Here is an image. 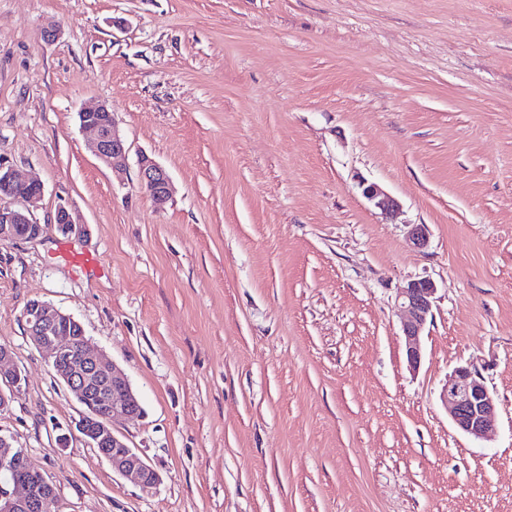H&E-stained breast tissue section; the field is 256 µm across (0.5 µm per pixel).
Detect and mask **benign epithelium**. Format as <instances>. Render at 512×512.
Returning <instances> with one entry per match:
<instances>
[{"instance_id":"7a95c632","label":"benign epithelium","mask_w":512,"mask_h":512,"mask_svg":"<svg viewBox=\"0 0 512 512\" xmlns=\"http://www.w3.org/2000/svg\"><path fill=\"white\" fill-rule=\"evenodd\" d=\"M109 113L103 121L99 113ZM81 126L94 134L93 149L96 157L106 166L117 169L125 165L129 148L118 130L114 113L105 104L79 112ZM139 180L154 205L162 209L170 200L172 185L168 171L153 159L143 155L139 159ZM18 185L32 188L21 199L23 208L0 207V241L25 239L21 225L33 220L26 205L43 195V184L20 177L11 167L0 161V197L13 196ZM362 195L387 215L399 211V203L377 184L359 182ZM58 231L64 236H81L86 225L76 221L65 207L56 214ZM408 240L416 248L427 245L428 230L424 224H413ZM436 286L428 279L413 280L400 290L402 336L408 363L417 367L422 359L421 336L433 315ZM23 316L31 342L45 353L47 365L63 381L83 407L75 430L92 447L110 443L114 451L100 454L112 470L143 487L154 488L161 477L158 471L114 432L113 423L118 419L134 420L143 415V408L134 394L129 380L111 365L85 335V331L72 315L61 312L52 305L32 300L24 307ZM24 377L14 366L11 351L0 346V383L9 393L0 390V411L20 393ZM453 425L465 435L483 440L496 430L495 400L488 390L481 373L472 365L459 366L448 374L440 393ZM27 457L21 448L13 447L0 435V470L11 471L18 459ZM12 488L0 485V512H49L55 498V488L45 476L36 483L20 479L10 481Z\"/></svg>"}]
</instances>
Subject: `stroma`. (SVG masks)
Masks as SVG:
<instances>
[{
  "instance_id": "obj_1",
  "label": "stroma",
  "mask_w": 512,
  "mask_h": 512,
  "mask_svg": "<svg viewBox=\"0 0 512 512\" xmlns=\"http://www.w3.org/2000/svg\"><path fill=\"white\" fill-rule=\"evenodd\" d=\"M100 103L118 173L80 127ZM0 160L44 186L41 235L0 241V345L25 377L0 434L51 512H512V0H0ZM62 205L85 235L57 232ZM417 279L437 292L413 372ZM32 299L128 377L144 415L114 428L156 488L73 433ZM463 364L496 400L485 441L440 399ZM108 112L109 120L103 121L97 113ZM81 126L95 136L93 149L96 157L106 166L117 169L125 165L129 148L118 130L114 113L106 104L79 112ZM139 180L157 208H164L170 200L172 185L168 171L148 156L139 159ZM359 187L363 196L371 202L376 208L387 215L393 216L399 211V203L396 199L381 189L376 183L362 180ZM436 286L428 279L410 281L400 290V309L403 314L401 322L402 336L408 363L416 368L422 359L421 336L429 319L433 315Z\"/></svg>"
}]
</instances>
